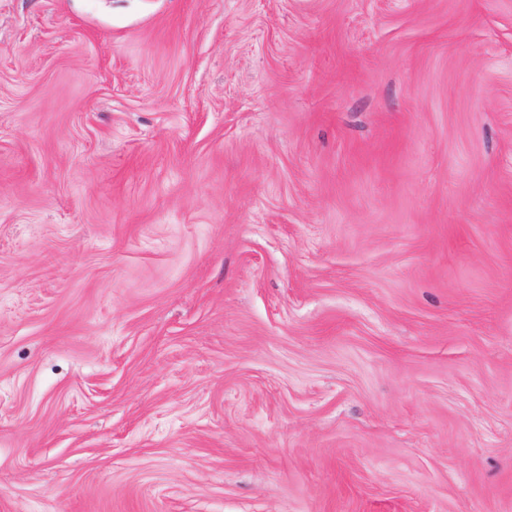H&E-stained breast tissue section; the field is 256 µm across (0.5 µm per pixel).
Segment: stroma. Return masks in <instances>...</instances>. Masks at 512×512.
<instances>
[{
  "instance_id": "1",
  "label": "stroma",
  "mask_w": 512,
  "mask_h": 512,
  "mask_svg": "<svg viewBox=\"0 0 512 512\" xmlns=\"http://www.w3.org/2000/svg\"><path fill=\"white\" fill-rule=\"evenodd\" d=\"M0 512H512V0H0Z\"/></svg>"
}]
</instances>
